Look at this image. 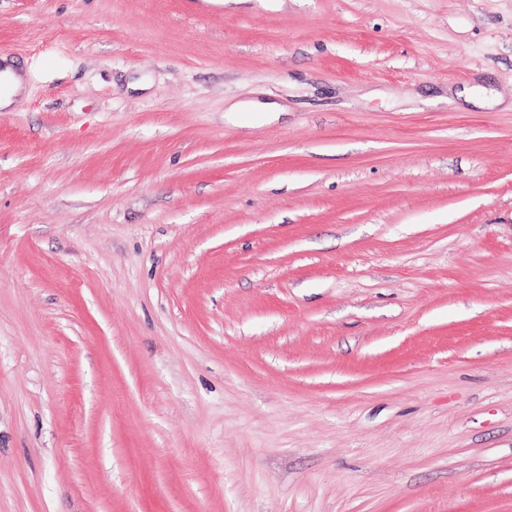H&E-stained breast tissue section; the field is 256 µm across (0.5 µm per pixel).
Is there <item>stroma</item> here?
Segmentation results:
<instances>
[{
    "label": "stroma",
    "instance_id": "obj_1",
    "mask_svg": "<svg viewBox=\"0 0 512 512\" xmlns=\"http://www.w3.org/2000/svg\"><path fill=\"white\" fill-rule=\"evenodd\" d=\"M0 512H512V0H0ZM3 69L0 72L2 89L0 91V112H9L14 98L24 89L25 76L9 64L8 58L3 56Z\"/></svg>",
    "mask_w": 512,
    "mask_h": 512
}]
</instances>
